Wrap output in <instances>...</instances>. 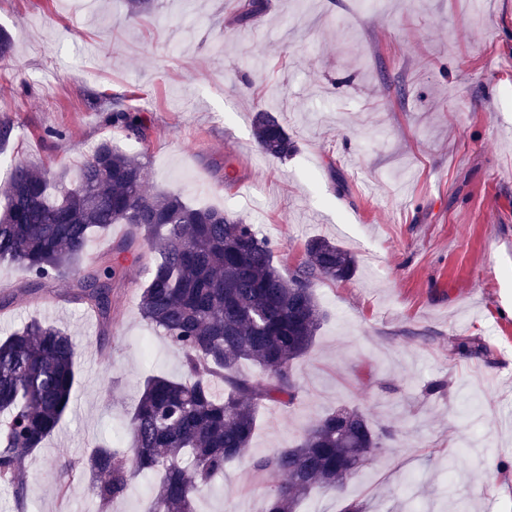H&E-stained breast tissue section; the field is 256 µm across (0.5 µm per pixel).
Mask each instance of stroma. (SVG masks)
<instances>
[{"mask_svg":"<svg viewBox=\"0 0 512 512\" xmlns=\"http://www.w3.org/2000/svg\"><path fill=\"white\" fill-rule=\"evenodd\" d=\"M264 2L242 24L238 0H153L139 16L127 0H0L15 46L0 117L17 125L0 182L16 160L73 177L109 138L141 155L151 192L257 225L282 271L314 237L354 255L350 280L315 286L326 318L294 365L296 401L259 410L249 453L198 512H263L279 478L254 461L340 406L391 438L301 512H394L410 496L425 512H512V0ZM119 97L146 140L109 121ZM258 112L293 155L259 151ZM123 268L108 335L45 292L0 310V337L38 317L77 343L71 408L28 460L25 508L0 483V512H99L89 481L60 492L63 464L99 440L127 445L145 378L181 376L139 317L142 267Z\"/></svg>","mask_w":512,"mask_h":512,"instance_id":"35a3bbf8","label":"stroma"}]
</instances>
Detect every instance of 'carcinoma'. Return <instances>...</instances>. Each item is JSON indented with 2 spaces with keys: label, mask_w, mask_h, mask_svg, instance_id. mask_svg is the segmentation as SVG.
I'll return each instance as SVG.
<instances>
[{
  "label": "carcinoma",
  "mask_w": 512,
  "mask_h": 512,
  "mask_svg": "<svg viewBox=\"0 0 512 512\" xmlns=\"http://www.w3.org/2000/svg\"><path fill=\"white\" fill-rule=\"evenodd\" d=\"M260 0L238 4L237 21L262 11ZM112 125L145 138L141 115L112 109ZM254 134L262 152L286 159L295 152L286 128L258 112ZM16 125L0 118V150ZM0 267H21L31 282L72 275L58 294L93 313L108 333L112 282L123 278L115 255L129 253L146 272L138 313L183 357L178 378L146 380L130 420L126 448L96 442L83 458L63 467L66 482L88 478L99 507L124 498L137 474L159 476L143 512H196L200 493L226 466L249 450L257 409L293 404V365L315 344L325 313L318 281H346L355 257L325 238L304 246L285 275L274 263L276 243L255 225L217 208L195 207L177 193H151L145 165L112 140H102L83 161L75 181L50 192L48 174L17 161L0 187ZM127 234L90 262L88 240L112 225ZM76 343L65 330L37 318L0 339V482L18 504L28 486V459L57 429L76 381ZM249 363L263 375L243 371ZM357 408L339 407L311 424L294 444L256 460L259 472L283 476L264 512H297L302 499L322 488L342 489L384 447Z\"/></svg>",
  "instance_id": "carcinoma-1"
}]
</instances>
